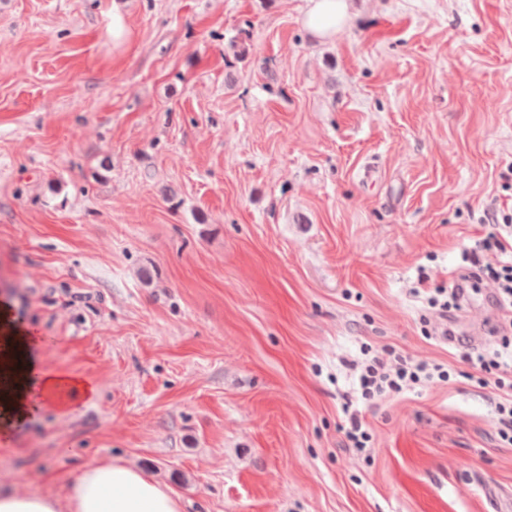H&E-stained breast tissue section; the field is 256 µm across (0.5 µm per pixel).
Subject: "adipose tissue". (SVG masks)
Returning <instances> with one entry per match:
<instances>
[{"instance_id":"adipose-tissue-1","label":"adipose tissue","mask_w":512,"mask_h":512,"mask_svg":"<svg viewBox=\"0 0 512 512\" xmlns=\"http://www.w3.org/2000/svg\"><path fill=\"white\" fill-rule=\"evenodd\" d=\"M346 0H309L305 24L327 37L348 20ZM8 304L0 303V343L10 346L20 360L19 379L0 386V434L31 416L37 405L63 408L92 395L84 381L66 374L44 372L35 356L38 336L12 320ZM0 512H180L178 496L126 462H91L69 482L64 495L24 489L0 491Z\"/></svg>"}]
</instances>
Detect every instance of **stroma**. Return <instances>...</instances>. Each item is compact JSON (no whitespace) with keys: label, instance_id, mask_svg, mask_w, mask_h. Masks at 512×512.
<instances>
[{"label":"stroma","instance_id":"1","mask_svg":"<svg viewBox=\"0 0 512 512\" xmlns=\"http://www.w3.org/2000/svg\"><path fill=\"white\" fill-rule=\"evenodd\" d=\"M349 3L322 40L306 0H0V301L95 389L11 434L1 491L120 459L181 512H512L419 294L512 215V0ZM367 346L455 375L367 404ZM350 427L346 431V438L351 448H366L370 437L364 427L363 418L358 410H354L349 417Z\"/></svg>","mask_w":512,"mask_h":512}]
</instances>
